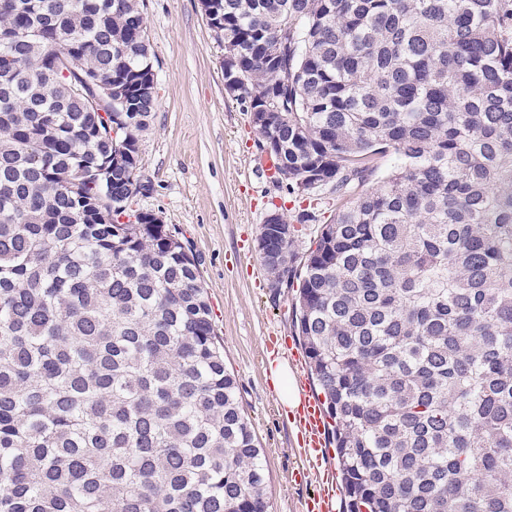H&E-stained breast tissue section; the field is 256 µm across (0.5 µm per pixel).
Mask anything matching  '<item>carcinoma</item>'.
I'll return each instance as SVG.
<instances>
[{
    "instance_id": "carcinoma-1",
    "label": "carcinoma",
    "mask_w": 512,
    "mask_h": 512,
    "mask_svg": "<svg viewBox=\"0 0 512 512\" xmlns=\"http://www.w3.org/2000/svg\"><path fill=\"white\" fill-rule=\"evenodd\" d=\"M0 512H269L187 244L131 208L141 0H0ZM289 193L344 512H512V0H205ZM67 53L103 113L47 63ZM117 128L112 139L111 127ZM393 165L371 187L377 159Z\"/></svg>"
}]
</instances>
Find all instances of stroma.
Masks as SVG:
<instances>
[{
	"instance_id": "stroma-1",
	"label": "stroma",
	"mask_w": 512,
	"mask_h": 512,
	"mask_svg": "<svg viewBox=\"0 0 512 512\" xmlns=\"http://www.w3.org/2000/svg\"><path fill=\"white\" fill-rule=\"evenodd\" d=\"M155 54L157 107L140 136L143 192L152 212L187 240L224 342L240 401L265 453L270 512H299L307 488L289 472L295 431L271 377V337L295 339L292 293L270 286L257 239L273 206L302 210L286 185L266 177L268 157L246 105L224 91V48L200 0H143Z\"/></svg>"
}]
</instances>
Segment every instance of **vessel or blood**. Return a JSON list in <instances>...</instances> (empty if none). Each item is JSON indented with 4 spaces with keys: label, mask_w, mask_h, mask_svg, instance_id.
Masks as SVG:
<instances>
[{
    "label": "vessel or blood",
    "mask_w": 512,
    "mask_h": 512,
    "mask_svg": "<svg viewBox=\"0 0 512 512\" xmlns=\"http://www.w3.org/2000/svg\"><path fill=\"white\" fill-rule=\"evenodd\" d=\"M297 428L299 462L290 473L298 486L315 485L313 496L302 502L301 512H336L338 491L323 464L327 456L328 421L320 402L310 388H302L300 405L291 415Z\"/></svg>",
    "instance_id": "1"
}]
</instances>
